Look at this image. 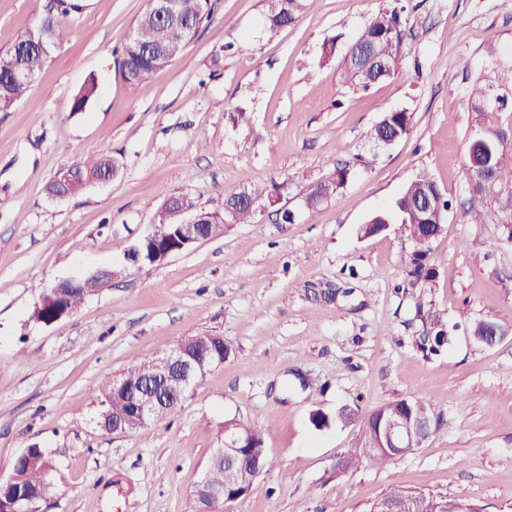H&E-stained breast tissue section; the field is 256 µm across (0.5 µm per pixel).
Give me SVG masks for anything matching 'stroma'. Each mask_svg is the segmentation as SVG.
Instances as JSON below:
<instances>
[{
	"label": "stroma",
	"mask_w": 512,
	"mask_h": 512,
	"mask_svg": "<svg viewBox=\"0 0 512 512\" xmlns=\"http://www.w3.org/2000/svg\"><path fill=\"white\" fill-rule=\"evenodd\" d=\"M78 2L43 73L0 112V477L37 445L56 487L40 512H196L192 492L220 431L258 424L272 466L223 512H371L396 487L512 512V244L487 249L498 214L478 225L464 216L468 95L478 75L512 68V0H313L275 33L265 29V0H213L178 58L134 92L113 51L149 0ZM41 4L0 0V50ZM397 5L407 20L398 71L365 90L343 85L348 44ZM244 36L251 52H223L213 64L222 44ZM91 74L98 96L73 112ZM239 108L249 123H232ZM402 109L413 114L409 134L374 149L367 129ZM103 149L120 164L112 180L64 201L46 195L59 169ZM342 166L346 187L308 213L307 181ZM422 172L451 202L425 295L453 341L429 359L411 344L414 304L397 290L404 232L358 233ZM273 181L281 199L257 223L125 270L170 195L220 212L225 187ZM99 268L121 274L71 315L32 320L42 287ZM481 319L507 325V335L478 343L470 327ZM204 333L234 353L166 423L126 434L102 426V379ZM297 369L314 389L302 390ZM402 398L424 400L441 427L406 456L337 474L359 436L340 409ZM317 409L330 418L320 430L309 419Z\"/></svg>",
	"instance_id": "obj_1"
}]
</instances>
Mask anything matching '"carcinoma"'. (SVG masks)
<instances>
[{"mask_svg":"<svg viewBox=\"0 0 512 512\" xmlns=\"http://www.w3.org/2000/svg\"><path fill=\"white\" fill-rule=\"evenodd\" d=\"M183 19L187 27L177 30L156 20L149 12H144L136 21L133 30L136 39L124 41L118 53V73L127 86L134 92L146 82L154 72L172 63L177 55L165 56L162 48L175 42L178 50L195 36L204 21L208 20L210 0H180ZM310 7V0H267L265 25L269 32L290 27L298 22ZM79 9L75 0H44L42 10L37 15L34 25L42 26L43 46L34 45L29 40L30 30L21 32L14 43L5 51L0 50V94L16 105L25 96L30 83L16 78L21 71L40 74L49 62L51 50L65 37L61 19ZM406 40V21L401 18V10L393 8L382 11L374 16L361 33L346 49L341 75L345 83L367 89L371 81L380 80L395 73L404 56ZM512 90V69L495 72L494 80L476 84L471 91V109L476 115L475 125H481L494 131L500 141L497 154V166L489 174H484L467 164L466 177L471 196L465 217L470 224H483L489 211L496 207L502 214L501 224L512 225V207L505 202H512V166L504 162L507 149L506 133L499 126V114L507 108L504 95L498 89ZM98 95L96 76H89L74 96L73 111L82 112ZM412 114L405 111H388L366 132L368 140L394 138L401 140L409 134ZM114 159L103 152L96 157L88 158L70 169L78 173H95L110 167ZM349 178V170L345 167L336 169L329 176L309 185L304 196L305 207L309 213L316 212L326 200L336 196L343 189ZM286 187V184L270 183L251 188H224V212H216L214 216L221 224H253L262 204L270 202ZM449 201L445 198L438 184L426 173H421L408 183L395 199L392 207L386 211L372 215L359 229L360 234L369 236L381 233L391 224L401 225V229L411 241L412 247L407 257V273L404 293L410 295L415 303L416 316L425 325L422 333L415 337L417 349L425 357L437 355L444 350L450 341L443 337L448 330L444 316L423 297L419 289L426 287L436 277V269L431 263L432 244L442 236L445 227L439 218L445 215ZM97 285L88 280L83 289L74 292L69 288L62 295H52L44 299L40 318L50 322L60 313L75 311L84 298L93 293ZM503 335L506 332L502 324L486 320L474 323L471 335L478 342L491 331ZM129 379H144L153 384L154 392L164 391L163 382L159 381L154 358H145L122 372ZM105 406V413L116 416L129 412L131 396L112 385V378H104L98 386ZM181 399H173L161 404L150 425L162 424L173 415ZM402 411L413 419H422L430 424V431L439 429L442 423L424 401L415 399H398L362 413L346 408L339 412L341 419H358L361 422V437L371 439L378 433L379 422L388 419L395 412ZM250 433V450L246 458L236 465L234 478H229L224 466L219 463L210 464L204 478L193 491L198 507H208L211 512L224 505V500L212 498L211 491L216 487H224L229 497L241 499L250 490L254 481L268 471L271 459L266 448V431L256 425L246 426ZM392 459L385 451H377L369 456L349 457L345 460L346 470H354L364 463L383 464ZM13 470L18 481L9 492L3 495L0 507L5 509L16 505L21 512H38L39 504L55 493V487L48 478L52 470V460L40 448L32 449L29 458L15 461Z\"/></svg>","mask_w":512,"mask_h":512,"instance_id":"obj_1","label":"carcinoma"}]
</instances>
